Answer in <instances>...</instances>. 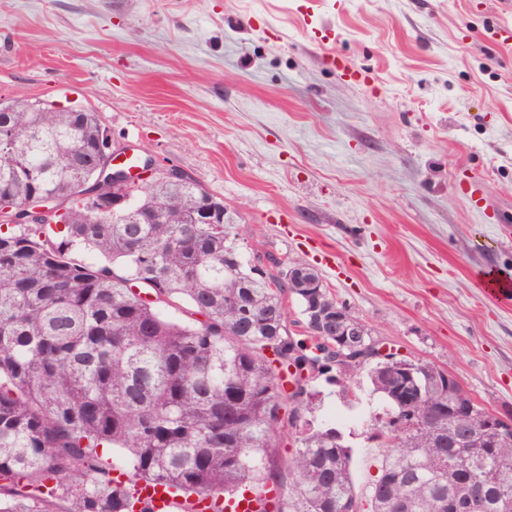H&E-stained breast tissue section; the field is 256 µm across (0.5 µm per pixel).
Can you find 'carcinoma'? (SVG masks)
<instances>
[{
  "label": "carcinoma",
  "mask_w": 512,
  "mask_h": 512,
  "mask_svg": "<svg viewBox=\"0 0 512 512\" xmlns=\"http://www.w3.org/2000/svg\"><path fill=\"white\" fill-rule=\"evenodd\" d=\"M8 104L0 193L53 194L68 223H0V512H147L141 482L189 504L274 489L268 512H448L479 484L472 512H512V437L489 430L491 410H467L463 388L439 396L442 369L424 361L412 420L404 375L372 361L343 374L342 392L363 373L387 402L368 437L385 454L357 492L351 446L317 421L320 391L300 377L334 384L336 360L315 355L311 325L289 330L288 283L250 277L240 254L224 262L234 217L194 223L195 182L134 194L140 224L96 217L72 187L94 177L100 115ZM281 412L294 446L282 466Z\"/></svg>",
  "instance_id": "obj_1"
}]
</instances>
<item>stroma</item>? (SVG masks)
Instances as JSON below:
<instances>
[{
    "instance_id": "35a3bbf8",
    "label": "stroma",
    "mask_w": 512,
    "mask_h": 512,
    "mask_svg": "<svg viewBox=\"0 0 512 512\" xmlns=\"http://www.w3.org/2000/svg\"><path fill=\"white\" fill-rule=\"evenodd\" d=\"M17 98L98 113L233 208L245 261L313 267L389 345L512 416V297L476 286L512 280V0H0V99ZM473 174L494 218L458 188ZM318 388L365 488L385 403L363 377L349 398Z\"/></svg>"
}]
</instances>
